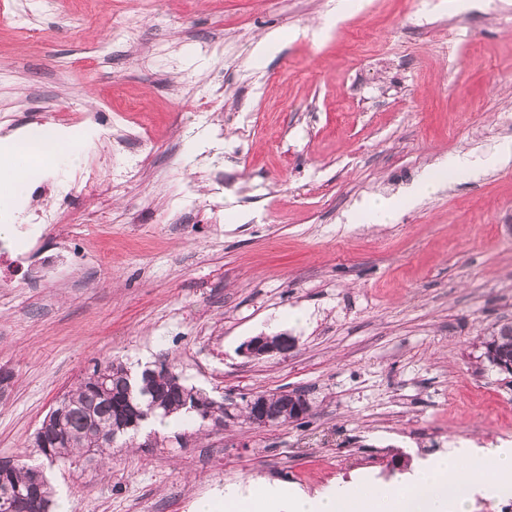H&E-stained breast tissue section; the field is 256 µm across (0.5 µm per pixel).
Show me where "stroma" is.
Returning a JSON list of instances; mask_svg holds the SVG:
<instances>
[{
    "instance_id": "35a3bbf8",
    "label": "stroma",
    "mask_w": 512,
    "mask_h": 512,
    "mask_svg": "<svg viewBox=\"0 0 512 512\" xmlns=\"http://www.w3.org/2000/svg\"><path fill=\"white\" fill-rule=\"evenodd\" d=\"M4 2L25 21L0 23V116L16 126L0 149L59 107L121 112L132 94L153 131L139 182L75 208L77 235L43 237L63 254L51 278L0 267V368L13 374L0 460L43 466L54 512H189L256 477L311 495L390 483L394 457L512 441V376L480 344L512 323V161L448 180L392 223L349 221L444 157L512 142V0H350L336 23L340 0H98L100 23L78 30L64 16L85 0ZM132 17L142 30L128 39ZM272 33L280 44L255 65ZM105 44L109 63L74 76ZM212 85L222 123L206 127L188 106ZM62 137L79 150L35 164L56 190L128 161L93 134ZM180 197L191 215L176 222ZM297 308L306 319L289 322ZM260 334L295 347L246 357ZM164 356L215 400L302 389L312 411L259 429L147 422L109 461L47 465L35 433L95 362Z\"/></svg>"
}]
</instances>
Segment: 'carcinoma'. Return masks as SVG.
<instances>
[{
  "label": "carcinoma",
  "instance_id": "cac0c4a2",
  "mask_svg": "<svg viewBox=\"0 0 512 512\" xmlns=\"http://www.w3.org/2000/svg\"><path fill=\"white\" fill-rule=\"evenodd\" d=\"M482 346L486 360L512 363V324L493 330ZM56 406L61 414L51 411L37 430V435L51 444V457L47 458L51 464L68 460L76 451L97 447L89 435L91 430L102 434L104 440L98 454L110 457L117 438L135 434L151 417L192 413L196 408L224 414V402L186 386L167 360L145 367L139 378L120 361L96 364ZM31 471L29 465L14 466L7 481L0 482V499L11 497L17 487L26 486Z\"/></svg>",
  "mask_w": 512,
  "mask_h": 512
}]
</instances>
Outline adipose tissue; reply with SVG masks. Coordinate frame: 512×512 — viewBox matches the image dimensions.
Returning <instances> with one entry per match:
<instances>
[{"label": "adipose tissue", "mask_w": 512, "mask_h": 512, "mask_svg": "<svg viewBox=\"0 0 512 512\" xmlns=\"http://www.w3.org/2000/svg\"><path fill=\"white\" fill-rule=\"evenodd\" d=\"M54 136L45 129H32L29 135L18 145L0 151V179L21 182L23 174L17 165L18 158L39 160L45 150L53 143ZM481 166L480 161L466 156H454L441 165L425 172L417 183L405 189L399 195L366 200L360 209L354 212L350 221L364 223L367 217H375L378 223L391 222L401 210L415 204L424 194L430 193L447 182L449 177L475 173Z\"/></svg>", "instance_id": "obj_1"}]
</instances>
